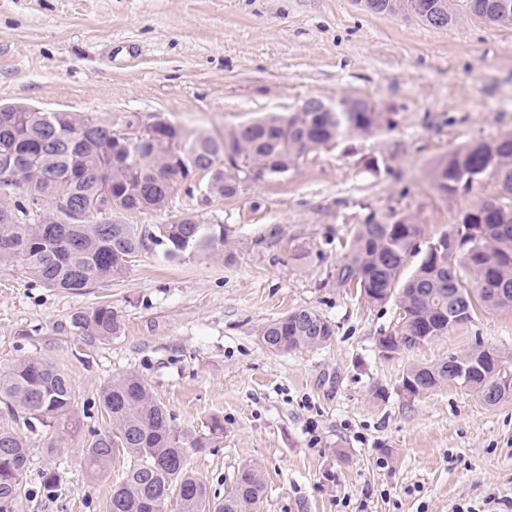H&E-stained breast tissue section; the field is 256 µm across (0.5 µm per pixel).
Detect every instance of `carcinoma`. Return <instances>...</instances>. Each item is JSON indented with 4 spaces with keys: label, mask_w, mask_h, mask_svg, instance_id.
Segmentation results:
<instances>
[{
    "label": "carcinoma",
    "mask_w": 512,
    "mask_h": 512,
    "mask_svg": "<svg viewBox=\"0 0 512 512\" xmlns=\"http://www.w3.org/2000/svg\"><path fill=\"white\" fill-rule=\"evenodd\" d=\"M372 14H404L408 0H371ZM433 19L442 28L466 17L489 27H512V0H432ZM109 122L76 112H58L47 124L42 112L0 107V186L22 191V198L0 197V262L20 265L47 288L80 291L123 276L148 244L165 246V256L183 261L224 245V225L180 218L151 231L133 224L101 222L77 215L76 207L114 201L115 210H163L174 188L159 180L166 172L183 179L205 173L210 190L231 199L238 194L239 168L224 165V155L248 162L254 177L285 174L299 159L344 134H371L393 127L387 112L269 113L224 132L222 137L192 135L171 123L149 126L128 154L111 139ZM109 169L98 181L92 172ZM499 177V196L459 213L456 223L435 236L409 216L390 222L356 224L340 243L332 277L374 305L397 302L399 317L386 339L402 351L444 335L471 320L480 307H512V132L469 143L440 158L429 176L436 193L452 198L469 191L488 172ZM72 324L82 335L109 340L120 334L122 316L109 304L78 312ZM334 335L333 325L313 310L289 312L264 324L260 342L278 352L319 347ZM497 354L512 365V352L478 342L467 356ZM428 391L448 382V362L412 365L402 377ZM469 391L487 406L512 401L487 371L470 380ZM0 407L28 427L51 428L61 437L81 431L76 390L67 373L37 357L0 371ZM98 407L111 430L92 434L84 453L90 482L112 476L107 512H257L263 490L261 469H238L224 497L213 499L190 467L187 449L207 447L209 439L174 423L138 375L122 374L104 385ZM123 457L121 471L112 463ZM33 464L30 441L0 430V512H16L23 479ZM39 488L59 492L58 468L38 473Z\"/></svg>",
    "instance_id": "1"
}]
</instances>
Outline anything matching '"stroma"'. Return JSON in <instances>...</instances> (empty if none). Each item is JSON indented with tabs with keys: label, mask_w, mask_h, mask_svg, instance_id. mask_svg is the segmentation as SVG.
Returning <instances> with one entry per match:
<instances>
[{
	"label": "stroma",
	"mask_w": 512,
	"mask_h": 512,
	"mask_svg": "<svg viewBox=\"0 0 512 512\" xmlns=\"http://www.w3.org/2000/svg\"><path fill=\"white\" fill-rule=\"evenodd\" d=\"M353 95L395 124L345 136L286 174L241 183L199 207L177 191L163 210L113 221L153 228L198 210L223 247L181 262L154 246L126 274L80 292L47 288L0 263V370L38 356L67 373L82 436L60 450L62 492L18 512H104L110 480L88 484L83 449L111 424L94 402L135 373L177 426L207 433L193 470L223 498L238 468L262 466L259 512H512V401L494 407L443 384L410 398L408 366L476 342L512 351V308L480 310L447 334L387 360L379 336L395 302L371 305L328 274L339 243L367 218L413 216L432 236L493 198L485 175L452 200L429 171L464 144L512 131V28L461 19L432 28L372 14L356 0H0V105L81 112L125 131L158 120L220 136L310 98ZM108 304L122 318L104 341L71 325ZM310 309L335 333L318 348L263 347L257 330Z\"/></svg>",
	"instance_id": "35a3bbf8"
}]
</instances>
